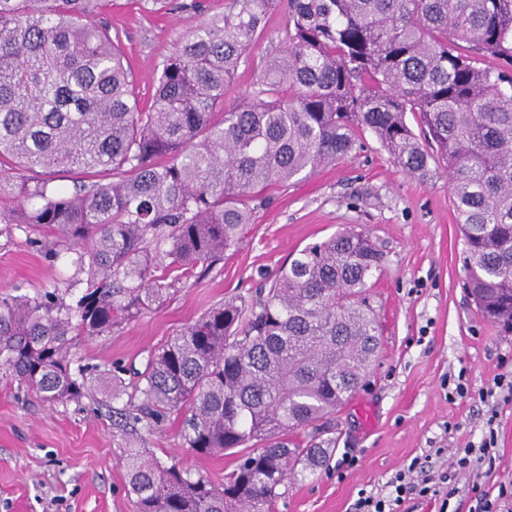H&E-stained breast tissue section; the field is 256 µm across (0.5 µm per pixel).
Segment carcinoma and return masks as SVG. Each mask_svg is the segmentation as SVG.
I'll use <instances>...</instances> for the list:
<instances>
[{"mask_svg":"<svg viewBox=\"0 0 512 512\" xmlns=\"http://www.w3.org/2000/svg\"><path fill=\"white\" fill-rule=\"evenodd\" d=\"M106 6L0 0V223L49 230V254L74 268L71 302L0 295V367L20 384L81 400L96 378L71 368L77 337L163 303L239 245L250 203L346 159L366 131L400 171L448 175L466 291L512 332V0H225L164 58L146 103ZM282 8L278 48L255 54ZM241 65L255 80L227 107ZM60 172L112 180L69 189ZM382 264L367 234L339 230L169 337L133 393L114 367L122 427L176 415L184 447L238 454L218 485L126 443L138 512H275L288 480L327 465L334 440L288 435L319 430L366 383Z\"/></svg>","mask_w":512,"mask_h":512,"instance_id":"cac0c4a2","label":"carcinoma"}]
</instances>
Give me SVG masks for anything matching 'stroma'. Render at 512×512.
I'll list each match as a JSON object with an SVG mask.
<instances>
[{"label": "stroma", "mask_w": 512, "mask_h": 512, "mask_svg": "<svg viewBox=\"0 0 512 512\" xmlns=\"http://www.w3.org/2000/svg\"><path fill=\"white\" fill-rule=\"evenodd\" d=\"M159 0L153 15L133 0H113L104 18L121 36L142 99L175 44L223 12L224 0H203L205 13ZM254 210L238 247L194 275L162 305L115 329L82 340L73 364L96 375L121 366L134 389L150 353L205 311L268 286L291 254L350 226L384 253L375 288L380 349L367 389L332 418L337 454L358 462L344 477L335 467L289 481L276 512H356L359 491L386 493L391 478L434 449L455 454L496 436L495 463L454 480L448 512H475L473 484L490 494L512 482V400L497 391L512 373V333L486 319L463 288L462 242L448 180L407 176L371 134L337 165L276 186ZM49 232L0 224V294L29 296L65 289L74 269L46 252ZM464 381L467 397L454 395ZM487 399H479V392ZM110 393L50 404L0 370V512H137L126 493L120 456L126 437L114 424ZM182 422L170 418L136 439L163 461L179 460L214 483L233 469L232 455L199 456L184 448Z\"/></svg>", "instance_id": "35a3bbf8"}]
</instances>
